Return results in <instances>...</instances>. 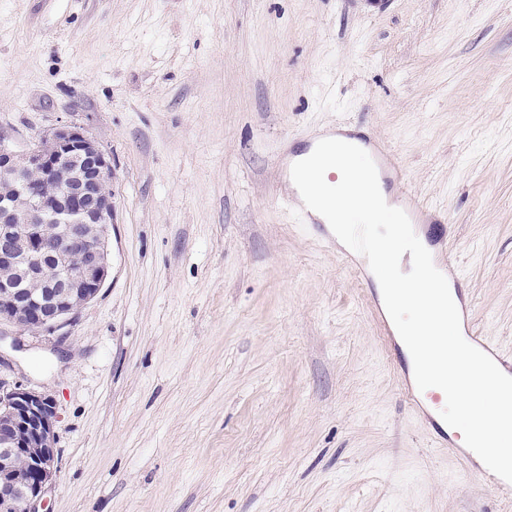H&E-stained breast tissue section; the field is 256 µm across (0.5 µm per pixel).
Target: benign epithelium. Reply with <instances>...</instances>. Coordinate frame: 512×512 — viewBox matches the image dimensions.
I'll list each match as a JSON object with an SVG mask.
<instances>
[{
    "instance_id": "benign-epithelium-1",
    "label": "benign epithelium",
    "mask_w": 512,
    "mask_h": 512,
    "mask_svg": "<svg viewBox=\"0 0 512 512\" xmlns=\"http://www.w3.org/2000/svg\"><path fill=\"white\" fill-rule=\"evenodd\" d=\"M0 175L12 178L0 196V322L54 332L108 277L112 162L83 128L62 125L25 152L0 138ZM48 181L57 193L44 194ZM55 418L45 394L0 382V512H39L57 469Z\"/></svg>"
}]
</instances>
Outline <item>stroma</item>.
<instances>
[{"mask_svg":"<svg viewBox=\"0 0 512 512\" xmlns=\"http://www.w3.org/2000/svg\"><path fill=\"white\" fill-rule=\"evenodd\" d=\"M112 160L111 268L63 336L46 512H512L405 404L372 274L284 205L280 157L387 141L512 352V0H0V136Z\"/></svg>","mask_w":512,"mask_h":512,"instance_id":"obj_1","label":"stroma"}]
</instances>
